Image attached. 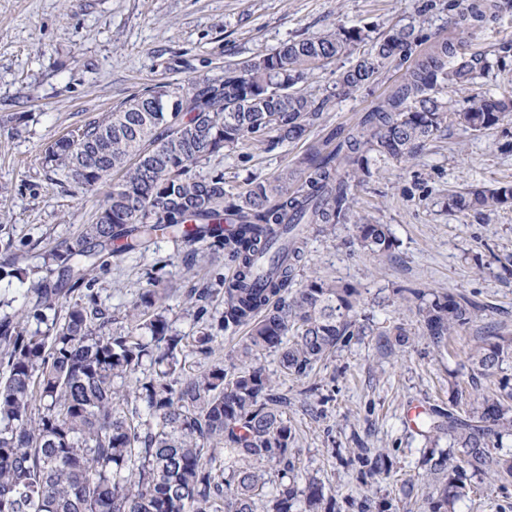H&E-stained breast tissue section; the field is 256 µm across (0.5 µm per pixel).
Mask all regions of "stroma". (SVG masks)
<instances>
[{
  "label": "stroma",
  "mask_w": 512,
  "mask_h": 512,
  "mask_svg": "<svg viewBox=\"0 0 512 512\" xmlns=\"http://www.w3.org/2000/svg\"><path fill=\"white\" fill-rule=\"evenodd\" d=\"M456 0H0V233L33 268L42 253L91 223L101 192L84 193L44 164L46 150L76 127L99 121L133 96L165 85L216 78L281 47L337 26L359 28L377 40L397 24H411L413 58L435 39L452 35ZM496 21L468 32L466 54H488L493 66L471 89L444 86L443 102L461 109L470 91L512 90V0H499ZM350 57L315 70L301 84L320 106L318 124L275 149L246 143L191 165L192 174L223 172L239 191L253 178L293 168L312 143L351 124L399 83L404 67H386L370 84L342 97L339 68ZM512 182V121L471 133L450 127L420 144L409 161H382L355 190L346 223L330 233L311 231L300 276L348 284L360 293L359 325L332 359L308 378L280 373L277 354L260 363L276 375L288 401L287 418L308 473L336 496V512H358L357 502L389 503L388 512H425L428 489L420 458L425 440L406 420L414 404L448 407L453 384L465 398L495 393L512 369L472 383L468 356L483 338L512 337V207L494 213H455L450 194ZM390 225L396 246L388 255L364 252L358 224ZM184 244L160 239L143 253L113 263L95 290L114 317L159 279L172 329L194 336L199 325L186 302L190 289L208 287L213 315L224 310L214 275H231L223 256L200 253L185 265ZM452 292L479 311L444 349L414 336L404 346L384 344L382 331L416 326L407 290ZM386 456L391 470L369 474L359 449ZM466 494L454 512H512V479L467 474Z\"/></svg>",
  "instance_id": "35a3bbf8"
}]
</instances>
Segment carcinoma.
<instances>
[{"label": "carcinoma", "mask_w": 512, "mask_h": 512, "mask_svg": "<svg viewBox=\"0 0 512 512\" xmlns=\"http://www.w3.org/2000/svg\"><path fill=\"white\" fill-rule=\"evenodd\" d=\"M456 24L481 26L499 0H459ZM415 29L395 25L336 76L344 94L374 80L387 64L412 55ZM362 30L340 27L289 42L217 79L177 92L135 96L103 121L58 139L46 156L53 172L83 192L112 183L96 221L43 257L59 267L54 283L33 281L39 304L65 308L46 332L30 331L39 309L0 313V512H336V498L302 473L286 399L259 364L275 352L280 372L306 378L356 333L359 292L318 278L296 281L304 227L347 220L356 179L376 159L405 161L443 127L489 130L512 117V93L473 92L453 110L437 88L469 86L492 67L485 54L465 56L449 38L422 60L357 126L332 129L296 170L225 187L224 173L197 178L190 165L255 141L273 149L302 137L320 107L297 85L314 70L350 54ZM512 205V183L448 197V209L496 211ZM355 240L376 256L395 238L387 224H356ZM202 243L222 253L232 274L218 275L224 312L213 325L192 289L201 323L191 352L214 353L213 330L248 327L237 348L204 371L180 378L184 337L172 333L157 287L139 294L116 325L98 304L97 271L159 238ZM19 246L0 236V281L35 270L15 265ZM418 335L440 347L476 316L452 293L412 292ZM472 371L491 376L512 362V337L495 334L469 355ZM137 379L134 390L127 379ZM483 396L461 416L431 409L420 420L430 449L428 512H448L465 495L466 472L512 477V384ZM448 438V449H437ZM223 456L221 474L211 466Z\"/></svg>", "instance_id": "carcinoma-1"}]
</instances>
